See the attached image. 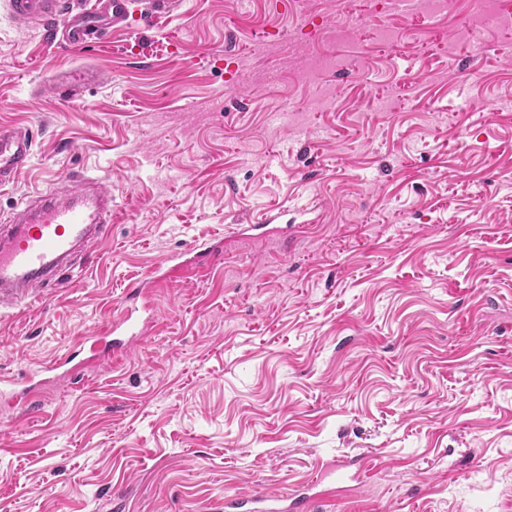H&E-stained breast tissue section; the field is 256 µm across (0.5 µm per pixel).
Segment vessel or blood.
Returning <instances> with one entry per match:
<instances>
[{
	"mask_svg": "<svg viewBox=\"0 0 512 512\" xmlns=\"http://www.w3.org/2000/svg\"><path fill=\"white\" fill-rule=\"evenodd\" d=\"M157 21L173 11L178 0H6L7 12L19 27L40 23L63 49L100 43L107 31L124 23L133 6ZM95 70L56 73L50 89L69 98L87 85L100 82ZM34 141L28 130L0 124V186L15 184L32 164ZM112 221V192L99 180L81 179L66 194L54 192L30 198L23 210L0 219V305H15L34 289L56 282L75 251L102 238ZM152 326L133 303L113 318L105 335L82 337L88 355L71 350L54 363L33 369L18 379H0V395L12 404H29L48 382L82 375L86 370L125 357ZM332 492L254 496L225 500L224 512H316L333 500Z\"/></svg>",
	"mask_w": 512,
	"mask_h": 512,
	"instance_id": "obj_1",
	"label": "vessel or blood"
}]
</instances>
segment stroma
<instances>
[{"instance_id": "obj_1", "label": "stroma", "mask_w": 512, "mask_h": 512, "mask_svg": "<svg viewBox=\"0 0 512 512\" xmlns=\"http://www.w3.org/2000/svg\"><path fill=\"white\" fill-rule=\"evenodd\" d=\"M369 8L184 0L61 52L0 4V123L35 143L0 216L74 175L115 216L60 285L0 309V376L161 276L127 357L0 398V512H220L316 479L334 512H512V19L473 39L455 0L362 41ZM62 69L105 79L61 100ZM211 238L201 276L174 264Z\"/></svg>"}]
</instances>
